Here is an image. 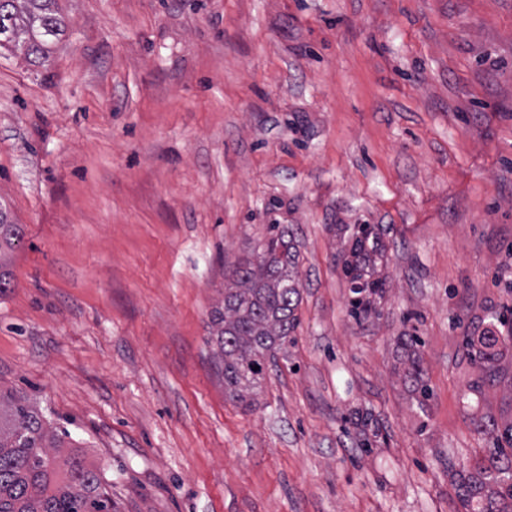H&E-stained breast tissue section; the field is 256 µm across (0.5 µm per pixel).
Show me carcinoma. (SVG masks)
<instances>
[{"mask_svg":"<svg viewBox=\"0 0 512 512\" xmlns=\"http://www.w3.org/2000/svg\"><path fill=\"white\" fill-rule=\"evenodd\" d=\"M54 4L55 0H0V47L25 35L28 59L46 62L64 28ZM23 232V225L12 223L0 207V293L12 282L7 252ZM371 239L379 240L375 230L360 226L349 252H361ZM379 255L377 247L366 255V262L344 260L342 271L354 294L350 312L355 317L368 314L373 307L370 297L383 293V281L365 273L366 265ZM297 261L288 227L268 225L252 257L233 270L222 306L210 313L215 367L224 380V393L245 408L253 406L262 388L267 360L294 342L300 302L294 276ZM495 320L511 335L468 334L462 339L467 358L480 371L470 385L475 393L512 374L507 361L512 357V318L503 313ZM405 376L421 400L429 399L416 362L409 363ZM477 430L493 445L488 454L470 469L448 463V471L457 477L459 502L465 512H512V418L482 421ZM63 444L62 436L47 426L27 397L0 391V512H114L112 494L98 472L79 453H63Z\"/></svg>","mask_w":512,"mask_h":512,"instance_id":"carcinoma-1","label":"carcinoma"}]
</instances>
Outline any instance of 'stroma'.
<instances>
[{
	"mask_svg": "<svg viewBox=\"0 0 512 512\" xmlns=\"http://www.w3.org/2000/svg\"><path fill=\"white\" fill-rule=\"evenodd\" d=\"M58 7L49 62L0 48V203L24 228L0 388L85 449L118 512H458L449 462L512 411V381L470 392L462 348L512 307V0ZM271 224L300 325L246 409L210 312ZM360 224L384 294L356 318ZM370 237H372L371 244L375 250L369 252L367 255L366 243L369 244ZM374 240L376 247L374 246ZM378 240L379 237L377 236L375 230L367 224H362V226L359 227L358 234L353 238L351 242L348 256L345 258L343 263V274L350 283L351 293L355 295L350 300V312L354 317L367 315L372 310L374 302V300H369V298L373 295L376 296L383 293V281L380 278L374 277V273L372 271L371 274L368 271L370 276H367L364 271L367 270V260L368 266L372 268V264L375 262V258L377 256H382ZM362 248H365V260L362 262L357 261L356 259L352 260L351 253L353 257H356V254L360 253Z\"/></svg>",
	"mask_w": 512,
	"mask_h": 512,
	"instance_id": "35a3bbf8",
	"label": "stroma"
}]
</instances>
